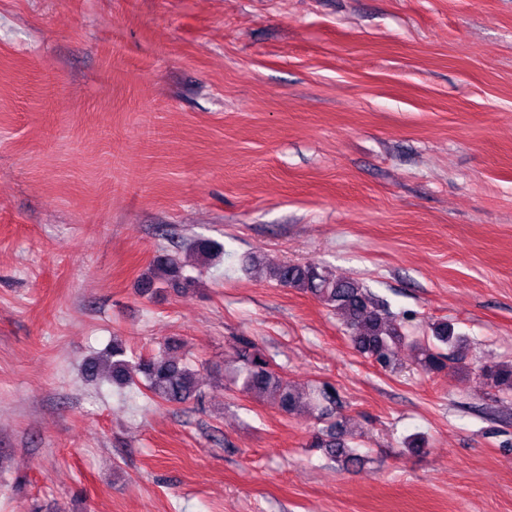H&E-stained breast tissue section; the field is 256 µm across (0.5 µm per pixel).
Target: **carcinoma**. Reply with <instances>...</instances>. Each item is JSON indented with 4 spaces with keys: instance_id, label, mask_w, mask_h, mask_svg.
<instances>
[{
    "instance_id": "obj_1",
    "label": "carcinoma",
    "mask_w": 512,
    "mask_h": 512,
    "mask_svg": "<svg viewBox=\"0 0 512 512\" xmlns=\"http://www.w3.org/2000/svg\"><path fill=\"white\" fill-rule=\"evenodd\" d=\"M192 252L205 263L224 254V245L211 239H196ZM184 265L176 256L157 259L142 282L143 292L158 284L175 281L188 288L194 279L183 274ZM269 276L279 286L311 293L331 307L350 332L353 347L372 358L379 366L395 365L396 350L410 337L393 321L389 313L356 278H331L313 264L282 263L269 268ZM427 341L419 339V364L428 373L447 367V361L459 362L466 357V340L455 332L447 321L429 325ZM242 365L232 373L233 383H241L247 393L273 394V404L286 414L307 409L318 412L329 424L313 437L312 448H322L332 460L342 462L347 469L357 468L363 456L355 452L345 440L343 425L333 420L338 404L336 387L323 383L313 393L304 395L270 366L265 355L247 339L241 340ZM475 375L484 383L502 393L512 394V364H481L474 367ZM84 373L90 380L102 379L112 388L123 391L142 386L151 398L169 404L202 401L197 373L185 363L162 350L150 357L127 358L126 349L114 341L103 354L89 359Z\"/></svg>"
}]
</instances>
